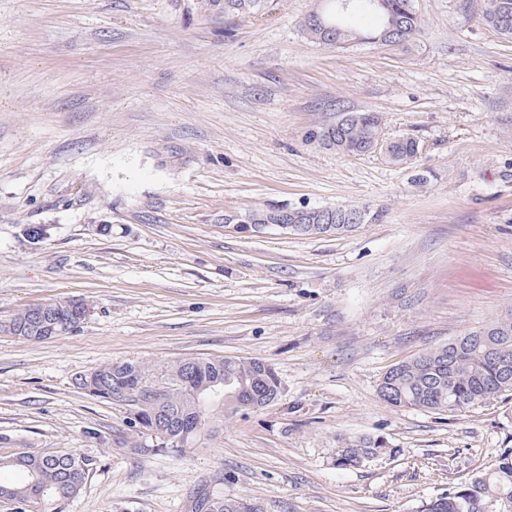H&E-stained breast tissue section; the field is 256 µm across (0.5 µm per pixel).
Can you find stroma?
<instances>
[{
  "label": "stroma",
  "instance_id": "stroma-1",
  "mask_svg": "<svg viewBox=\"0 0 512 512\" xmlns=\"http://www.w3.org/2000/svg\"><path fill=\"white\" fill-rule=\"evenodd\" d=\"M317 5L227 20L174 0H0V322L89 308L52 339L0 332V455L90 459L67 512H188L202 487L263 512H418L512 448V400L448 415L377 394L393 365L512 316V40L483 0H415L408 42L330 47L303 26ZM352 111L421 154L311 139ZM267 203L384 218L312 238L224 223ZM211 355L271 364L282 396L181 457L134 449L125 406L72 384ZM361 438L388 454L337 468ZM53 306L52 313L56 317L64 318L68 323L80 326L87 317L88 311L80 299L57 300Z\"/></svg>",
  "mask_w": 512,
  "mask_h": 512
}]
</instances>
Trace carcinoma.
<instances>
[{"label": "carcinoma", "mask_w": 512, "mask_h": 512, "mask_svg": "<svg viewBox=\"0 0 512 512\" xmlns=\"http://www.w3.org/2000/svg\"><path fill=\"white\" fill-rule=\"evenodd\" d=\"M187 14L200 13L246 19L259 14L266 0H175ZM318 12L309 14L304 26L311 38L323 45H344L371 40L391 27L399 42L409 40L421 20L414 0H320ZM369 13L379 20L371 33L350 25V16ZM512 15V0H483L482 20L500 35L512 39V24L503 22ZM311 137L346 155L380 151L390 162L405 165L421 153L420 143L403 136L388 140L375 112H344L335 123ZM356 211L361 223L372 224L381 214L366 206L272 205L238 212L252 219L267 213L273 222L288 224L286 233L300 236H331L352 232L357 224H343L336 213ZM30 308L19 310L0 330L24 341H39L29 330ZM218 380L228 382L232 395L224 401H202L205 392ZM85 395L120 404L132 400L137 418L126 417L127 430L139 437L159 427L167 440H157L161 450L184 453L202 444L205 437L224 425V418L257 411L277 402L282 386L276 370L258 360L212 356L185 358L167 365H147L139 361H111L73 379ZM165 385L166 398L158 402L146 386ZM378 395L395 407L418 408L437 414H454L491 404L512 396V317L477 327L453 341L432 348L390 368L380 379ZM394 449L379 439H361L338 449L336 467H358ZM90 459L74 452L0 456V471L23 475L18 482L0 483V496L13 503L17 512H65L81 491L90 471ZM193 512H263L260 505L245 497L224 498L206 490L197 492ZM420 512H512V449L501 453L491 469L470 483L430 500Z\"/></svg>", "instance_id": "carcinoma-1"}]
</instances>
